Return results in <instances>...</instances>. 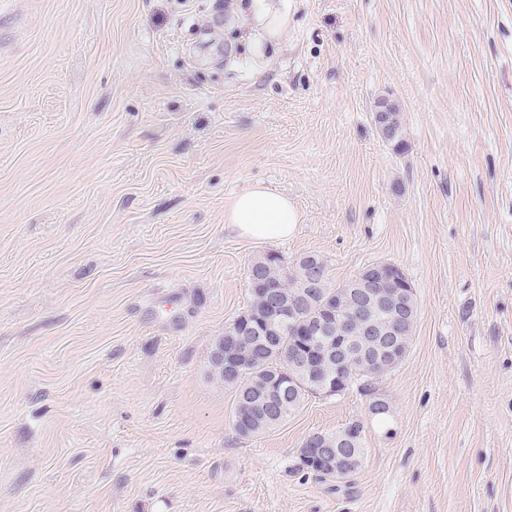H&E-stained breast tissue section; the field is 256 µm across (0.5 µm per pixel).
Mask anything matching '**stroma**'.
Wrapping results in <instances>:
<instances>
[{
    "label": "stroma",
    "mask_w": 512,
    "mask_h": 512,
    "mask_svg": "<svg viewBox=\"0 0 512 512\" xmlns=\"http://www.w3.org/2000/svg\"><path fill=\"white\" fill-rule=\"evenodd\" d=\"M0 0V512H512V0ZM399 105L404 149L380 136ZM262 184L301 215L240 238ZM399 265L405 360L252 439L213 378L260 253ZM364 425L350 487L291 466ZM245 1V5L238 7V13L243 20L244 27L253 30L251 37L255 58L262 63L266 59L265 45L256 42V27L260 28L268 43L275 46L284 44L288 40V7L280 2L284 0ZM300 215L288 196L261 184L236 195L224 211V222L239 236L277 241L291 236Z\"/></svg>",
    "instance_id": "obj_1"
}]
</instances>
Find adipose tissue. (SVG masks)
<instances>
[{
	"label": "adipose tissue",
	"instance_id": "adipose-tissue-1",
	"mask_svg": "<svg viewBox=\"0 0 512 512\" xmlns=\"http://www.w3.org/2000/svg\"><path fill=\"white\" fill-rule=\"evenodd\" d=\"M238 13L245 27L260 28L265 41L254 46L257 60H265V44L281 45L288 40V8L280 0H246ZM224 222L239 236L277 241L291 236L300 215L283 193L256 184L236 195L224 211Z\"/></svg>",
	"mask_w": 512,
	"mask_h": 512
}]
</instances>
